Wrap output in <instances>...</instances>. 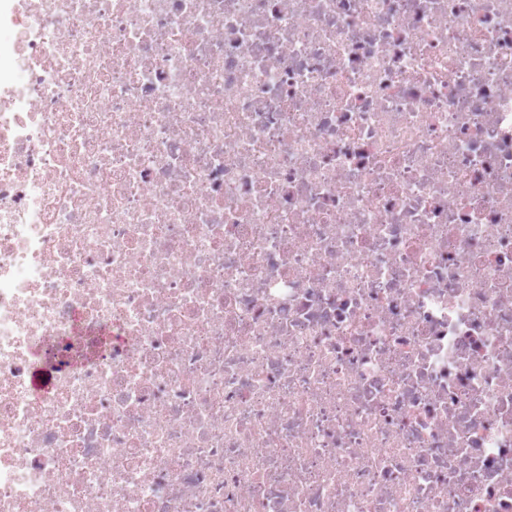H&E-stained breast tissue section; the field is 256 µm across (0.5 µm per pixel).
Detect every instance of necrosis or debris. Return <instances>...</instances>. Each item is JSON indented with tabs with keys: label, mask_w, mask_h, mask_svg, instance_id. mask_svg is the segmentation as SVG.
Wrapping results in <instances>:
<instances>
[{
	"label": "necrosis or debris",
	"mask_w": 512,
	"mask_h": 512,
	"mask_svg": "<svg viewBox=\"0 0 512 512\" xmlns=\"http://www.w3.org/2000/svg\"><path fill=\"white\" fill-rule=\"evenodd\" d=\"M0 30V512H512V0Z\"/></svg>",
	"instance_id": "obj_1"
}]
</instances>
